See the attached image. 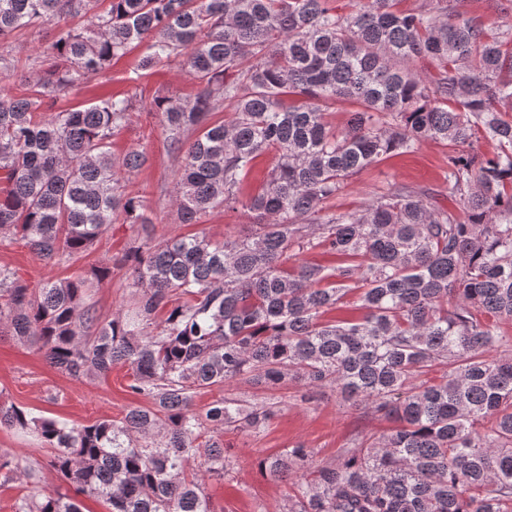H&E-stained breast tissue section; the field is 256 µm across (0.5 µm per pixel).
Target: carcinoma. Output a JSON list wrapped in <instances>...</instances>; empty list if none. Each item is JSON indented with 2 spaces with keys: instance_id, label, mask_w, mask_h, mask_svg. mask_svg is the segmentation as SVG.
<instances>
[{
  "instance_id": "obj_1",
  "label": "carcinoma",
  "mask_w": 512,
  "mask_h": 512,
  "mask_svg": "<svg viewBox=\"0 0 512 512\" xmlns=\"http://www.w3.org/2000/svg\"><path fill=\"white\" fill-rule=\"evenodd\" d=\"M66 16L83 22L56 31L21 94L0 95V232L56 263L119 216L152 223L119 177L148 155L112 153L134 97L50 111L134 45L139 70L178 60L197 85L151 103L184 151L180 223L223 208L252 224L222 242L129 248L133 306L110 319L85 301L109 267L37 288L1 268L0 338L40 343L75 379L125 366L147 405L75 427L0 400V428L37 434L50 466L109 512H214L205 482L231 460L202 431L258 434L280 407L226 396L202 415L194 394L294 382L304 401L330 388L393 426L335 464L303 444L259 458L288 482L286 512H512V356L501 352L512 338L500 328L512 321V27L489 33L448 0L414 13L397 0H351L347 13L335 0H0V42ZM420 59L432 77L412 68ZM338 100L356 105L342 131L326 121ZM481 138L494 151L481 152ZM427 140L451 146L448 190L462 215L405 186L333 210L361 171ZM314 250L335 263L287 267ZM349 297L362 316L323 319ZM0 476L35 474L0 455ZM12 512L84 510L43 493L18 496Z\"/></svg>"
}]
</instances>
